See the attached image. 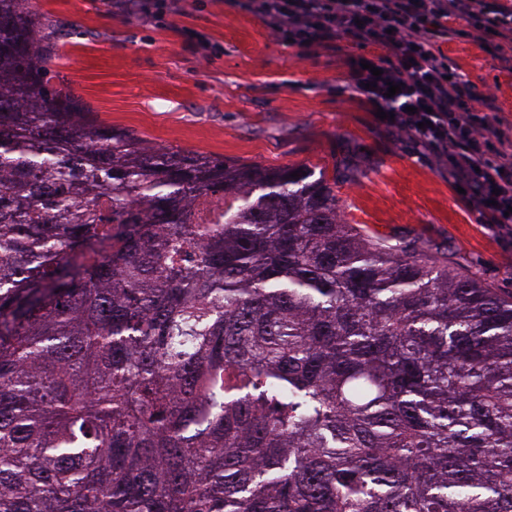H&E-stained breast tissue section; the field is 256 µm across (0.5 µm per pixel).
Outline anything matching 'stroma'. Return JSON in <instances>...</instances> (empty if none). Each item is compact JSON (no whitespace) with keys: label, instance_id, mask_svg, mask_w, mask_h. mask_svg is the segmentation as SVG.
<instances>
[{"label":"stroma","instance_id":"35a3bbf8","mask_svg":"<svg viewBox=\"0 0 512 512\" xmlns=\"http://www.w3.org/2000/svg\"><path fill=\"white\" fill-rule=\"evenodd\" d=\"M61 32L59 82L100 120L154 147L267 167L308 165L336 179L343 218L369 237L402 235L491 288L512 292V227L480 224L435 154L380 126L349 85L347 40L299 53L236 0H181L161 18L105 0H39ZM436 49L512 119V73L470 39Z\"/></svg>","mask_w":512,"mask_h":512}]
</instances>
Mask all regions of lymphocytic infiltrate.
Here are the masks:
<instances>
[{
  "label": "lymphocytic infiltrate",
  "mask_w": 512,
  "mask_h": 512,
  "mask_svg": "<svg viewBox=\"0 0 512 512\" xmlns=\"http://www.w3.org/2000/svg\"><path fill=\"white\" fill-rule=\"evenodd\" d=\"M243 8L299 48L339 39L377 47L369 68L350 60L352 91L387 112L384 126L439 154L477 223L512 224V122L495 112L493 92H476L434 49L440 36H475L512 70V7L504 0H245ZM392 83L400 87L393 95Z\"/></svg>",
  "instance_id": "f902f5d3"
}]
</instances>
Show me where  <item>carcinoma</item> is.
I'll list each match as a JSON object with an SVG mask.
<instances>
[{
	"mask_svg": "<svg viewBox=\"0 0 512 512\" xmlns=\"http://www.w3.org/2000/svg\"><path fill=\"white\" fill-rule=\"evenodd\" d=\"M56 57L0 0V512H512V294L322 171L113 128Z\"/></svg>",
	"mask_w": 512,
	"mask_h": 512,
	"instance_id": "carcinoma-1",
	"label": "carcinoma"
}]
</instances>
